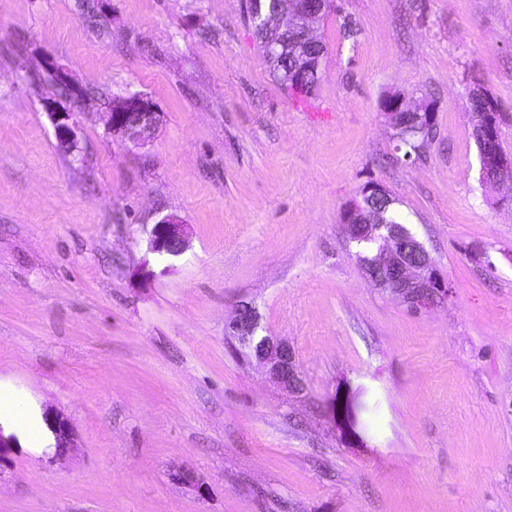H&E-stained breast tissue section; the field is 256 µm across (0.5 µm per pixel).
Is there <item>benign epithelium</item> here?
<instances>
[{"label":"benign epithelium","mask_w":512,"mask_h":512,"mask_svg":"<svg viewBox=\"0 0 512 512\" xmlns=\"http://www.w3.org/2000/svg\"><path fill=\"white\" fill-rule=\"evenodd\" d=\"M291 26L299 31L300 38L310 46L321 41L313 35L315 25L327 10L326 0H290ZM385 116L399 138L409 135L424 136L434 125V106L427 103L410 106L405 96L383 103ZM108 129L114 136L135 146L145 144L149 134L161 123L162 115L152 100L140 94L119 97L105 109ZM48 117L54 126L56 139L64 152L74 150L78 142L75 113L49 110ZM486 143L495 150L486 154L485 166L480 174L497 186L512 179L507 177L512 169V157L500 148L498 119L489 118L476 125ZM362 201L354 199L343 210L341 223L345 224L348 238L358 244L372 245L373 255L357 254L365 276L375 286L396 295L413 312L427 311L448 300V280L437 268L434 258L410 229L402 224H367L360 220ZM152 251L169 256L182 254L188 245L182 221L167 215L153 225L149 234ZM230 335L247 350V357L264 364L271 377L290 391L303 390V381L293 351L288 344L270 336L258 334L259 316L256 308L247 302L239 305L234 319L229 323ZM47 426L56 440L57 454L74 447L75 431L70 421L60 414L45 417ZM173 479L190 487L202 496L207 491L204 478L196 471L182 469Z\"/></svg>","instance_id":"benign-epithelium-1"}]
</instances>
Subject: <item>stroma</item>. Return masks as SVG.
Returning a JSON list of instances; mask_svg holds the SVG:
<instances>
[{
    "label": "stroma",
    "instance_id": "1",
    "mask_svg": "<svg viewBox=\"0 0 512 512\" xmlns=\"http://www.w3.org/2000/svg\"><path fill=\"white\" fill-rule=\"evenodd\" d=\"M0 0V388L74 448L15 437L0 512H512V201L485 186L473 89L512 155V0H334L311 96L273 78L245 0ZM92 89L60 150L50 71ZM436 105L407 155L386 93ZM162 114L112 136L106 96ZM384 185L449 284L413 312L340 221ZM180 256L151 251L161 217ZM252 303L293 393L236 354ZM201 474L197 495L173 480ZM185 224L174 215H167L153 225L149 234L152 251L169 256H179L188 245ZM45 420L55 436L57 454L64 453L68 448H74L75 431L67 418L60 414H52L47 415Z\"/></svg>",
    "mask_w": 512,
    "mask_h": 512
}]
</instances>
